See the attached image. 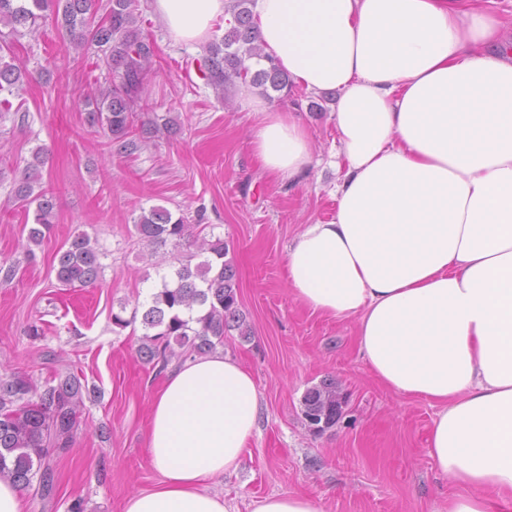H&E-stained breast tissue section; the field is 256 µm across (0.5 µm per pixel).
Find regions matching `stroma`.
Returning a JSON list of instances; mask_svg holds the SVG:
<instances>
[{
  "label": "stroma",
  "mask_w": 512,
  "mask_h": 512,
  "mask_svg": "<svg viewBox=\"0 0 512 512\" xmlns=\"http://www.w3.org/2000/svg\"><path fill=\"white\" fill-rule=\"evenodd\" d=\"M151 2L139 0L157 48L143 97L180 129L130 156L110 152L85 121L82 93L106 76L94 56L68 50L51 20L15 46L28 79L20 111L0 116V260L15 266L11 279L0 278V379L19 375L41 388L71 372L92 390L73 444L49 453L50 493L27 489L29 512H119L129 494L161 480L144 437L166 369L140 359V325L112 321L172 270V256L153 253L134 232L141 211L154 206L227 242L237 270L242 326L230 330L223 351L252 372L260 412L240 468L212 491L239 512L272 494L311 497L322 512H446L457 488L428 455L436 407L383 386L355 346L353 322L300 307L286 283L288 245L302 225L330 219L336 208L327 95L295 88L283 102L311 132L313 163L298 183L273 181L253 158L257 118L239 87L224 109L198 71L205 45L173 43ZM39 146L47 150L42 185L58 208L50 233L31 250L12 189ZM81 232L95 241L102 269L95 285L69 288L56 279V254ZM326 380L345 404L336 426L316 434L302 398Z\"/></svg>",
  "instance_id": "stroma-1"
}]
</instances>
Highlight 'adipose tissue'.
<instances>
[{
    "instance_id": "obj_1",
    "label": "adipose tissue",
    "mask_w": 512,
    "mask_h": 512,
    "mask_svg": "<svg viewBox=\"0 0 512 512\" xmlns=\"http://www.w3.org/2000/svg\"><path fill=\"white\" fill-rule=\"evenodd\" d=\"M229 0H152L171 41L198 44ZM266 53L307 92H336V209L304 225L286 276L311 313L356 324L395 393L438 408L429 456L459 487L447 512L512 504V51L483 0H252ZM253 156L301 181L310 132L242 89ZM260 392L235 357L165 375L146 448L162 480L121 512H238L210 491L240 467Z\"/></svg>"
}]
</instances>
